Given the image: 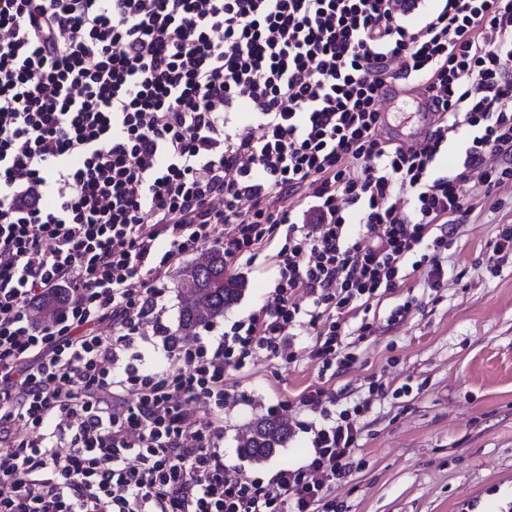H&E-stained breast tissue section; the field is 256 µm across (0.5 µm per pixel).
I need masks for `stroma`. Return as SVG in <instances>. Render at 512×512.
Returning a JSON list of instances; mask_svg holds the SVG:
<instances>
[{
  "label": "stroma",
  "instance_id": "1",
  "mask_svg": "<svg viewBox=\"0 0 512 512\" xmlns=\"http://www.w3.org/2000/svg\"><path fill=\"white\" fill-rule=\"evenodd\" d=\"M463 192L474 209L448 247L447 281L431 288L416 273L343 315L349 364L323 368L308 328L294 338L292 358L261 353L244 368H226L228 475L266 479L304 465L310 436L301 426L312 415L302 398L320 389L340 410L370 404L356 422L352 469L336 485V512H512V250H494L512 222V184L488 193L473 178ZM283 244L275 237L252 260L228 265L244 290L218 324L270 301ZM405 303V320L388 324ZM364 322L371 332L362 337ZM273 408L291 428L287 444L261 461L241 456L250 423Z\"/></svg>",
  "mask_w": 512,
  "mask_h": 512
}]
</instances>
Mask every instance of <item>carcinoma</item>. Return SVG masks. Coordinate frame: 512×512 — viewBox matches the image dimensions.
I'll return each mask as SVG.
<instances>
[{
  "mask_svg": "<svg viewBox=\"0 0 512 512\" xmlns=\"http://www.w3.org/2000/svg\"><path fill=\"white\" fill-rule=\"evenodd\" d=\"M208 263L217 266L214 275H205L190 293L180 296L176 335L173 340L187 342L194 339L198 329L207 319L224 315V308L237 302L242 295L243 282L224 277V252L215 249L209 252ZM64 300L50 298L33 308L45 319H55ZM288 425L278 419L265 417L252 423L249 437L245 440L240 455L252 460H263L288 442Z\"/></svg>",
  "mask_w": 512,
  "mask_h": 512,
  "instance_id": "obj_1",
  "label": "carcinoma"
}]
</instances>
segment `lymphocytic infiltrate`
Returning <instances> with one entry per match:
<instances>
[{"mask_svg": "<svg viewBox=\"0 0 512 512\" xmlns=\"http://www.w3.org/2000/svg\"><path fill=\"white\" fill-rule=\"evenodd\" d=\"M421 2L0 0V512H336L368 403L306 394L307 464L230 479L224 370L307 325L330 367L338 314L405 265L441 287L471 175L512 181V0ZM402 80L432 114L407 148L382 136ZM280 230L271 304L178 371L135 354L176 257Z\"/></svg>", "mask_w": 512, "mask_h": 512, "instance_id": "1", "label": "lymphocytic infiltrate"}]
</instances>
